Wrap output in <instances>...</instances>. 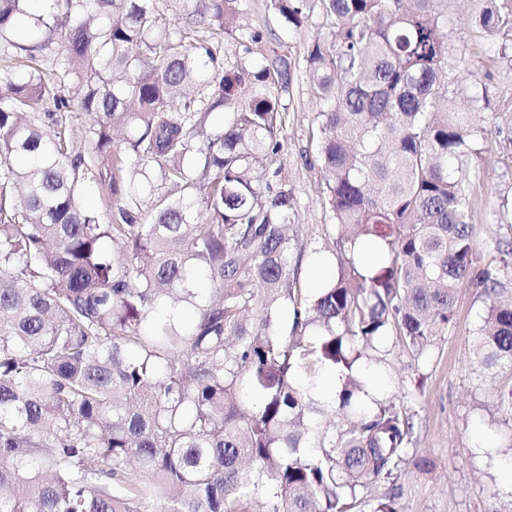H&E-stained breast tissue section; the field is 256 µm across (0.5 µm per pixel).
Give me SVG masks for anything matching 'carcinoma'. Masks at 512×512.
<instances>
[{
	"instance_id": "cac0c4a2",
	"label": "carcinoma",
	"mask_w": 512,
	"mask_h": 512,
	"mask_svg": "<svg viewBox=\"0 0 512 512\" xmlns=\"http://www.w3.org/2000/svg\"><path fill=\"white\" fill-rule=\"evenodd\" d=\"M50 2L0 0V512H401L369 496L415 434L364 400L387 340L426 360L472 284L476 362L512 369V241H476L470 166L490 135L512 163V113L474 122L447 0H267L322 19L295 54L247 0ZM486 2L470 23L512 65V0ZM293 68L338 231L315 293L280 161ZM306 283L308 288L317 291L324 288L334 277V268L331 264L314 265L310 261L306 267Z\"/></svg>"
}]
</instances>
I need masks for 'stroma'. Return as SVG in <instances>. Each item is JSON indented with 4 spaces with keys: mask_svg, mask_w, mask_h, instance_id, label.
I'll list each match as a JSON object with an SVG mask.
<instances>
[{
    "mask_svg": "<svg viewBox=\"0 0 512 512\" xmlns=\"http://www.w3.org/2000/svg\"><path fill=\"white\" fill-rule=\"evenodd\" d=\"M485 0H448L450 41L470 61L466 82L485 85L490 111L512 110V64L490 58L480 35L467 24ZM288 137L280 158L300 201L298 246H330L337 231L318 200L320 174L309 167L315 143L309 137L315 99L305 84L287 100ZM481 178L474 198L487 191L512 195V168L501 163L495 139H487L476 160ZM488 306L482 289L463 288L456 324L435 338L430 360L415 361L393 345L387 364L398 404L412 415L415 435L397 478L378 484L375 495L394 493L403 512H512V477L499 463L512 435V421L496 406L499 392L512 389V371H475L473 331Z\"/></svg>",
    "mask_w": 512,
    "mask_h": 512,
    "instance_id": "1",
    "label": "stroma"
}]
</instances>
